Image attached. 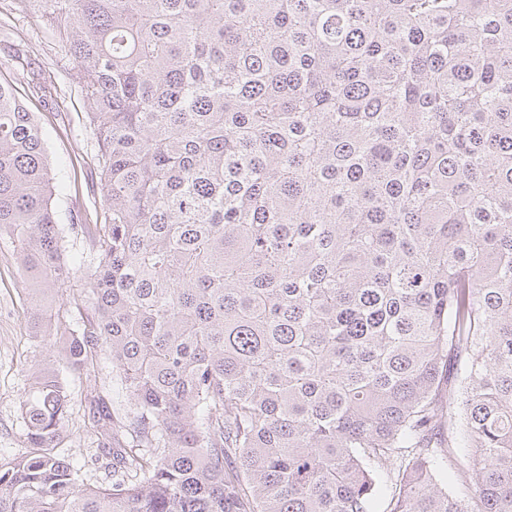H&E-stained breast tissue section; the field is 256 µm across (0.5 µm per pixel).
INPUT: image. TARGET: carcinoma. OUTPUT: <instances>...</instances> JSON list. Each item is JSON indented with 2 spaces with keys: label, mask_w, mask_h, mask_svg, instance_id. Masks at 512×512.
<instances>
[{
  "label": "carcinoma",
  "mask_w": 512,
  "mask_h": 512,
  "mask_svg": "<svg viewBox=\"0 0 512 512\" xmlns=\"http://www.w3.org/2000/svg\"><path fill=\"white\" fill-rule=\"evenodd\" d=\"M65 42L105 220L87 313L0 81V236L52 358L0 512H512V0H23ZM113 479L59 450L60 368ZM478 468L448 489L455 450ZM61 375L68 386L69 413L66 432L59 446L78 470L80 483H112V460L98 450L96 432L87 417L88 402L95 397L103 399L111 412L113 406L116 415L124 419L129 403L125 393L116 391L112 363L107 355L101 354L94 368L80 374L62 368Z\"/></svg>",
  "instance_id": "cac0c4a2"
}]
</instances>
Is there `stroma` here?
I'll return each instance as SVG.
<instances>
[{
    "label": "stroma",
    "mask_w": 512,
    "mask_h": 512,
    "mask_svg": "<svg viewBox=\"0 0 512 512\" xmlns=\"http://www.w3.org/2000/svg\"><path fill=\"white\" fill-rule=\"evenodd\" d=\"M75 64L56 33L29 13L22 0H0V79L9 81L24 97L29 112L43 128L45 148L56 185V211L63 245L75 270L68 297H80L93 250L72 227L76 216L92 222L104 219L99 187L92 181L98 169V148L90 126L84 93L75 78ZM47 95L34 93V83ZM24 276L15 243L0 237V460L28 451L20 403L34 368L49 357L48 347L29 336ZM68 386L69 413L61 446L87 485L112 481V460L98 450L87 417L91 399L100 398L125 415L129 403L113 381L112 363L99 355L93 368L63 371Z\"/></svg>",
    "instance_id": "stroma-1"
}]
</instances>
